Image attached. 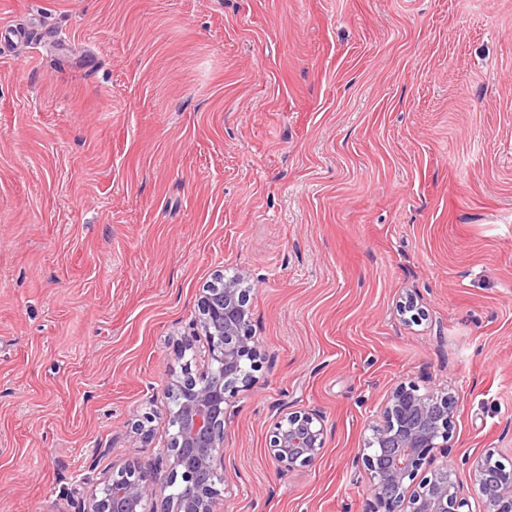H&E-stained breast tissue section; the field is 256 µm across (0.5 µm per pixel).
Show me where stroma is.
<instances>
[{
  "label": "stroma",
  "mask_w": 512,
  "mask_h": 512,
  "mask_svg": "<svg viewBox=\"0 0 512 512\" xmlns=\"http://www.w3.org/2000/svg\"><path fill=\"white\" fill-rule=\"evenodd\" d=\"M0 512H75L170 435L192 326L244 277L261 357L224 512H364L399 385L512 463V0H0ZM423 311L405 322L398 304ZM317 416L279 470L283 412ZM309 413L288 412L278 421L271 448L281 468L292 469L312 464L323 448V427Z\"/></svg>",
  "instance_id": "obj_1"
}]
</instances>
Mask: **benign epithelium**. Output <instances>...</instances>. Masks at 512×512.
I'll return each mask as SVG.
<instances>
[{
    "mask_svg": "<svg viewBox=\"0 0 512 512\" xmlns=\"http://www.w3.org/2000/svg\"><path fill=\"white\" fill-rule=\"evenodd\" d=\"M250 289L240 277L220 271L202 289L194 326L205 336L207 369L167 385L178 406L162 415L173 429L165 456L169 471L125 464L100 481L80 502L78 512H143L146 501L160 497L164 512H222L216 480L224 469L226 405L252 380L259 352L250 346ZM457 401L451 395L419 393L400 385L387 397L372 436L356 463L368 476L366 512H461L465 501L457 481L458 462L450 457L451 423ZM309 413L288 412L278 421L271 448L285 469L312 464L323 448V427ZM445 460L430 468L434 450ZM489 448L470 466L479 486L484 512H512V468L492 465ZM181 482L178 496L167 490Z\"/></svg>",
    "mask_w": 512,
    "mask_h": 512,
    "instance_id": "obj_1",
    "label": "benign epithelium"
}]
</instances>
